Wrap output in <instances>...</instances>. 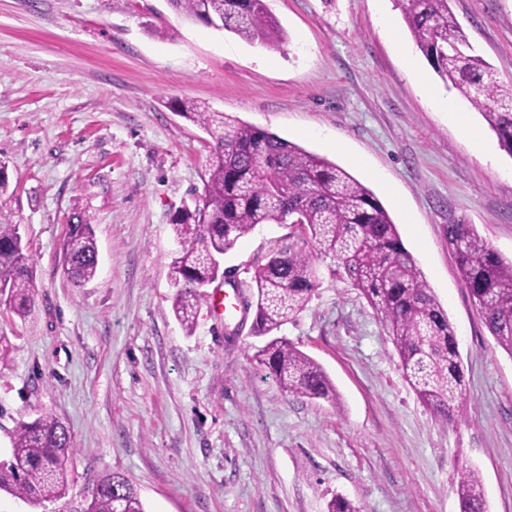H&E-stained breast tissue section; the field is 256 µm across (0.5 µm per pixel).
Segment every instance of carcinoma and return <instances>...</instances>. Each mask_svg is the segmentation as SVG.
Here are the masks:
<instances>
[{"instance_id": "obj_1", "label": "carcinoma", "mask_w": 512, "mask_h": 512, "mask_svg": "<svg viewBox=\"0 0 512 512\" xmlns=\"http://www.w3.org/2000/svg\"><path fill=\"white\" fill-rule=\"evenodd\" d=\"M188 18L231 31L248 42L279 49L286 34L265 0H169ZM410 34L434 72L479 111L500 148L512 157V82L470 53L468 37L448 0H398ZM181 117L204 130L213 146L204 193L173 222L179 244L170 278L177 291L173 311L192 332L204 294L198 285L219 275L216 257L231 250L259 224L288 222L311 240L315 254L276 250L256 260L253 333L269 336L308 305L318 282L314 257L330 259V274L358 288L396 347L403 373L418 399L452 423L466 400L454 328L443 307L423 287L420 269L396 224L373 192L335 163L231 113L210 112L189 100L171 103ZM7 166L0 163V305L19 316L31 311L36 286L14 220ZM63 247L71 281L83 286L97 275L98 249L90 218L74 208ZM448 245L474 305L495 342L512 356V260L494 251L471 224L448 225ZM288 394L336 400L331 380L311 357L285 337L270 339L255 355ZM11 450L0 459V492L39 512L69 498L71 512H146L134 485L117 472L93 480L97 492L71 495V437L51 413L14 419ZM455 493L460 512H487L480 474L461 471ZM327 512H363L344 497Z\"/></svg>"}]
</instances>
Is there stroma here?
Wrapping results in <instances>:
<instances>
[{
    "instance_id": "stroma-1",
    "label": "stroma",
    "mask_w": 512,
    "mask_h": 512,
    "mask_svg": "<svg viewBox=\"0 0 512 512\" xmlns=\"http://www.w3.org/2000/svg\"><path fill=\"white\" fill-rule=\"evenodd\" d=\"M267 4L289 37L278 50L168 0H0V161L36 285L29 315L0 307V456L19 414L51 413L73 439L74 488L118 472L146 512H326L336 495L364 512H459L465 467L478 470L488 512H512V356L448 245L449 225L470 224L512 259V157L465 98L477 150L425 96L446 85L397 0ZM449 7L475 53L512 80V0ZM173 98L236 115L373 191L455 330L467 400L454 423L420 402L379 316L326 260L281 333L323 368L335 401L290 396L257 366L253 312L231 320L205 300L185 332L171 223L203 193L212 140ZM78 207L98 246L97 275L81 287L60 262ZM303 246L291 224H261L221 266L249 301L253 260Z\"/></svg>"
}]
</instances>
